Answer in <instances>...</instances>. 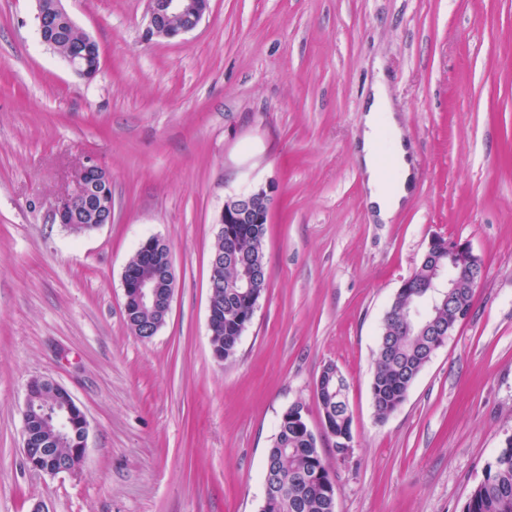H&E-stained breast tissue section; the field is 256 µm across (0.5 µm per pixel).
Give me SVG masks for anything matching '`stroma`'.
Listing matches in <instances>:
<instances>
[{
	"instance_id": "obj_1",
	"label": "stroma",
	"mask_w": 512,
	"mask_h": 512,
	"mask_svg": "<svg viewBox=\"0 0 512 512\" xmlns=\"http://www.w3.org/2000/svg\"><path fill=\"white\" fill-rule=\"evenodd\" d=\"M95 37L90 81L40 41L36 0H0V512H260L282 413L302 404L335 512H462L512 435V0H210L146 38L147 0H63ZM384 76L415 168L390 223L356 161ZM89 156L112 221L53 220ZM270 187L267 287L232 359L208 328L225 201ZM485 268L471 315L401 406L371 396L381 322L433 235ZM165 240L175 291L155 336L127 326L122 274ZM347 381L352 446L322 437L316 382ZM65 387L88 422L74 474L29 468L25 387Z\"/></svg>"
}]
</instances>
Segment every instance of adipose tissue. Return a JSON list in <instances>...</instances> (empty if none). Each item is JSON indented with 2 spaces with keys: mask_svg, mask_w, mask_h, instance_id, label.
I'll return each mask as SVG.
<instances>
[{
  "mask_svg": "<svg viewBox=\"0 0 512 512\" xmlns=\"http://www.w3.org/2000/svg\"><path fill=\"white\" fill-rule=\"evenodd\" d=\"M388 140L394 160V175L378 163L381 140ZM366 174L367 202L382 223H389L407 200L414 180L413 161L394 113L385 83H376L364 117L358 155Z\"/></svg>",
  "mask_w": 512,
  "mask_h": 512,
  "instance_id": "obj_1",
  "label": "adipose tissue"
}]
</instances>
